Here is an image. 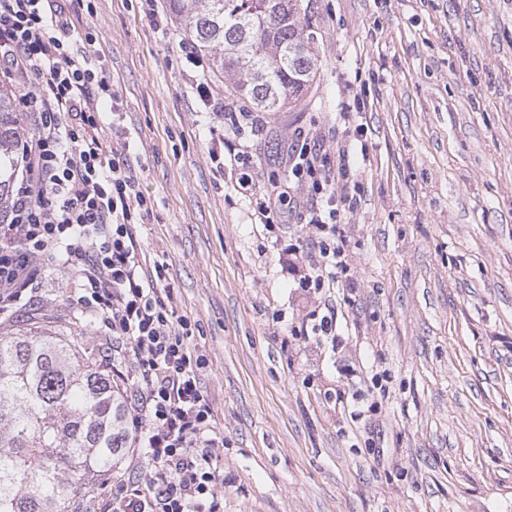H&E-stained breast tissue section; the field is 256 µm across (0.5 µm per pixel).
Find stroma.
I'll return each instance as SVG.
<instances>
[{
	"mask_svg": "<svg viewBox=\"0 0 512 512\" xmlns=\"http://www.w3.org/2000/svg\"><path fill=\"white\" fill-rule=\"evenodd\" d=\"M319 72L241 136L256 188L281 182L295 129L336 150L363 125L345 219L360 288L336 345L293 336L295 228L254 220L232 135L206 111L167 0H68L74 37L110 76L118 141L154 209L136 225L167 267L224 430V512H512V0H309ZM51 263L0 332L97 327ZM368 394L352 419L327 389Z\"/></svg>",
	"mask_w": 512,
	"mask_h": 512,
	"instance_id": "35a3bbf8",
	"label": "stroma"
}]
</instances>
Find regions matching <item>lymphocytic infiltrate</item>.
I'll list each match as a JSON object with an SVG mask.
<instances>
[{
    "instance_id": "lymphocytic-infiltrate-1",
    "label": "lymphocytic infiltrate",
    "mask_w": 512,
    "mask_h": 512,
    "mask_svg": "<svg viewBox=\"0 0 512 512\" xmlns=\"http://www.w3.org/2000/svg\"><path fill=\"white\" fill-rule=\"evenodd\" d=\"M62 0H0V77L7 80L33 129L18 141L21 179L11 219L0 225V305L19 301L35 281L37 263L61 262L72 305L99 321L112 367L133 382L127 410L133 476L107 478L112 512H221L224 432L200 382L203 366L178 316L165 264L148 263L135 225L153 210L131 173L128 148L104 132L117 96L70 34ZM181 50L196 67V91L237 133L253 115L214 93L190 40ZM352 140L328 154L323 136L296 131L285 158L286 183L255 197L254 214L271 227L290 222L315 230L308 250L289 248L302 267L296 287L318 296L309 323L293 336L337 340L342 312L357 290L349 275L340 225L353 198L339 182L356 156Z\"/></svg>"
}]
</instances>
